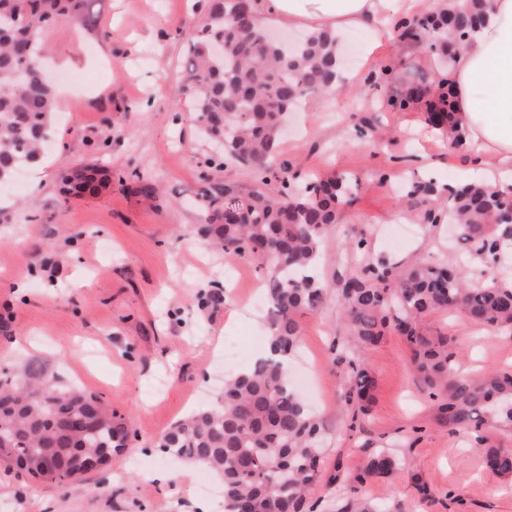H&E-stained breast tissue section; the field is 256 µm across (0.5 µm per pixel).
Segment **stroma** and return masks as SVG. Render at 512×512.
Here are the masks:
<instances>
[{
    "label": "stroma",
    "instance_id": "stroma-1",
    "mask_svg": "<svg viewBox=\"0 0 512 512\" xmlns=\"http://www.w3.org/2000/svg\"><path fill=\"white\" fill-rule=\"evenodd\" d=\"M208 0H91L89 20L44 28L59 73L57 122L41 183L32 172L0 189V366L40 359L61 379L79 383L129 416L135 437L122 455L83 480L33 483L0 465V512H224L196 489L200 467L162 458L154 440L224 382L225 338H237L244 370L265 346L267 323L250 302L263 275L257 264L212 249L197 225L194 204L205 177L255 185L248 166L225 160L204 141L193 113L171 90L186 55V34ZM81 39H74V32ZM365 31L348 33L349 83L302 101L288 116L278 158L299 179L331 173L359 187L325 241L319 275L330 282L368 262L408 266L421 260L468 261L483 282L512 278V259L484 264L453 242L447 227L424 223L400 199L412 181L456 184L481 176L469 148L448 144L419 106L389 109L385 101L406 83L441 70L438 55L413 40L387 39L366 62ZM97 164L111 169L112 187L62 203L61 172ZM156 198L141 195L143 179ZM363 250H350L349 234ZM335 299L299 318L301 343L292 371L309 375L302 397L320 414L327 440L315 512H336L350 495L388 512H512V476L483 465L479 440L512 448V429L449 430L439 399L407 370L404 340L389 333L364 351L375 380L368 416L342 414L338 350L345 330ZM424 329L448 336L458 375L488 368L512 371V335L445 311ZM384 448L401 467L391 480L370 479L350 490L369 451ZM419 472L429 488L408 481Z\"/></svg>",
    "mask_w": 512,
    "mask_h": 512
}]
</instances>
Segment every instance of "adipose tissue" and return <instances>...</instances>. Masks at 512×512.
<instances>
[{"label":"adipose tissue","mask_w":512,"mask_h":512,"mask_svg":"<svg viewBox=\"0 0 512 512\" xmlns=\"http://www.w3.org/2000/svg\"><path fill=\"white\" fill-rule=\"evenodd\" d=\"M398 0H255L261 24L288 23L335 36L364 28L367 46L384 40ZM456 111L479 155L494 158L487 183L512 170V0H488L483 23L450 55Z\"/></svg>","instance_id":"adipose-tissue-1"}]
</instances>
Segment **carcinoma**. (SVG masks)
Instances as JSON below:
<instances>
[{
  "instance_id": "carcinoma-1",
  "label": "carcinoma",
  "mask_w": 512,
  "mask_h": 512,
  "mask_svg": "<svg viewBox=\"0 0 512 512\" xmlns=\"http://www.w3.org/2000/svg\"><path fill=\"white\" fill-rule=\"evenodd\" d=\"M89 0H0V185L40 157L56 110L55 86L35 64L47 52L43 27L87 15ZM486 0H448L429 14L403 18L398 37L426 34L445 42L463 39L481 25ZM188 52L175 89L224 156L266 172L278 153L284 115L312 94L336 85L340 54L325 31H312L295 43L267 37L256 19L254 0H209L206 13L187 38ZM423 102L426 121L455 145L466 132L454 112L451 74L433 87L416 82L387 105L405 110ZM112 184L102 167L82 166L62 178L64 200L95 195ZM357 180L319 179L304 187L267 182L241 187L208 179L197 191L207 222L197 233L210 245L250 259L266 270L271 315L266 336L271 356L258 358L224 384V393L196 408L157 438L160 452L202 466L224 482V512H312L310 493L320 476L321 423L288 381L287 357L300 341L298 316L324 308L328 286L315 273L322 246L342 221L341 203ZM448 191V211L432 207ZM440 189L433 182L410 183L407 203L428 224L451 217L458 243L491 259L512 248V187L506 191L481 181ZM336 302L352 341L368 347L385 333L401 336L412 373L421 389L441 399L448 428L512 426V372L488 370L475 377L452 372L448 337L424 331L429 314L457 311L471 321L512 332V285L480 283L465 267L416 264L406 269L367 263L336 283ZM343 384L352 419L370 410L374 379L360 356L347 354ZM129 419L96 395L62 381L41 361L23 368H0V462L22 469L35 482L45 456L58 455L62 475L56 484L81 480L88 470L77 459L110 463L126 448ZM484 466L512 475V448H480ZM396 457L370 454L355 483L388 478Z\"/></svg>"
}]
</instances>
